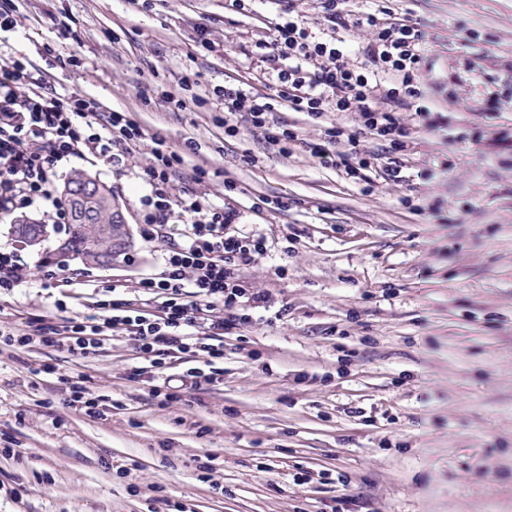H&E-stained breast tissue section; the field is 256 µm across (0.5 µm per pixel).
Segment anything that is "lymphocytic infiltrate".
<instances>
[{"instance_id":"f902f5d3","label":"lymphocytic infiltrate","mask_w":512,"mask_h":512,"mask_svg":"<svg viewBox=\"0 0 512 512\" xmlns=\"http://www.w3.org/2000/svg\"><path fill=\"white\" fill-rule=\"evenodd\" d=\"M277 3L279 22L255 45L277 74L276 99L316 118L328 112L360 113L359 125L326 128L325 143L312 148L321 165L361 180L377 161L376 155L359 152L361 137L387 141L400 152L414 133L447 126L445 116L422 104L426 90L421 77L432 60L420 21L362 13L353 23L371 28L375 39L356 67L347 60L345 40L336 35L351 23L347 0H321L323 26L316 32L299 22L297 0ZM218 96L228 135L237 134L233 119L244 112L280 153H290L297 144L293 131L273 121V101L267 97L239 85L225 86ZM143 139L131 113L99 114L95 101L57 90L47 74L34 73L11 56L0 57L1 216L41 202L56 206L62 160L91 154L118 165ZM153 143L154 162L142 174L150 188L142 198L148 209L142 232L153 237L156 226L169 223L173 213L184 217L180 244L164 253L162 271L139 285L154 309L134 305L116 284L109 299L98 301L99 316L59 322L42 315L28 319L25 328L6 331L4 338L19 349L57 347L79 359L97 356L112 337L128 338L150 361L149 368H133L132 376L150 373L151 395L165 403L181 399L184 388L222 384L225 331L252 323V309L268 301L263 294H246L237 271L253 255L266 252L267 245L262 236L229 234L223 207L202 202L194 191L173 195L172 178L184 159L164 138L154 137ZM173 358L182 360L181 373H170Z\"/></svg>"}]
</instances>
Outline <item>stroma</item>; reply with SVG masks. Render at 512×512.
<instances>
[{
  "instance_id": "obj_1",
  "label": "stroma",
  "mask_w": 512,
  "mask_h": 512,
  "mask_svg": "<svg viewBox=\"0 0 512 512\" xmlns=\"http://www.w3.org/2000/svg\"><path fill=\"white\" fill-rule=\"evenodd\" d=\"M13 5L0 44L100 111L131 113L147 138L118 166L61 162V177L84 170L111 187L124 244L111 267L60 288L45 285L46 252H25L34 275L0 294V326L95 315L112 282L133 296L161 272L172 225L140 235L155 133L184 154L173 194L194 186L223 207L229 233L266 238L239 275L269 306L225 334L223 385L166 406L131 377L146 361L126 340L90 359L0 342V512H158L162 496L194 512H331L342 499L344 512H512V106L486 105L512 94V0H349L356 16L387 7L425 23L428 105L450 119L414 137L402 180L365 182L310 152L358 113L276 103L301 139L287 156L246 122L224 132L216 89L265 95L276 81L254 48L279 20L276 0L243 13L227 0ZM201 24L214 50L198 42ZM198 167L209 174L195 185ZM414 183L416 211L404 203ZM63 374L106 396L102 416L70 405ZM300 471L328 480L299 486Z\"/></svg>"
}]
</instances>
